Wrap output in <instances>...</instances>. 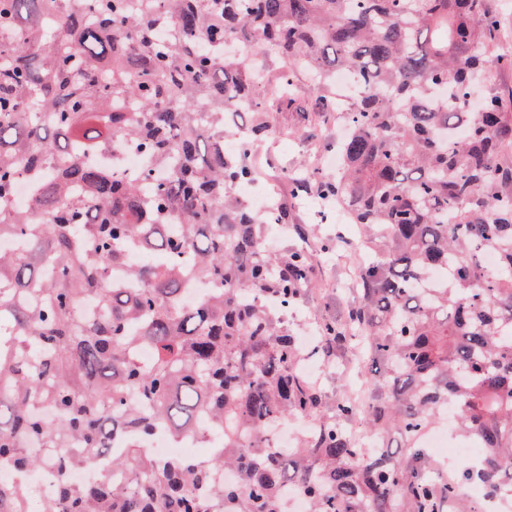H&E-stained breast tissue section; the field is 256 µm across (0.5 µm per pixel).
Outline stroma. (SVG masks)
Instances as JSON below:
<instances>
[{
  "label": "stroma",
  "mask_w": 512,
  "mask_h": 512,
  "mask_svg": "<svg viewBox=\"0 0 512 512\" xmlns=\"http://www.w3.org/2000/svg\"><path fill=\"white\" fill-rule=\"evenodd\" d=\"M275 127L273 138L257 143L250 157L257 169V192L274 191L288 225H301V232H288L275 242V254L303 249L314 254L310 285L301 303L289 314L288 324L295 335L322 320H342L357 293L351 281L354 262V225L336 220L335 204L321 200L316 189L297 190L294 179L303 169L327 171L336 168V140L341 126L319 115L318 94L307 77H299L288 107L270 113ZM329 252H320V244ZM316 379L329 398L347 396L360 384L358 353L352 347L334 349L328 357L311 360Z\"/></svg>",
  "instance_id": "1"
}]
</instances>
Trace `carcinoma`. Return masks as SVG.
Here are the masks:
<instances>
[{
    "label": "carcinoma",
    "mask_w": 512,
    "mask_h": 512,
    "mask_svg": "<svg viewBox=\"0 0 512 512\" xmlns=\"http://www.w3.org/2000/svg\"><path fill=\"white\" fill-rule=\"evenodd\" d=\"M498 26L488 0H0V238L30 243L0 251V285L34 295L0 292V460L58 474L36 504L0 482V512H286L292 485L311 512H475L462 486H512V96L490 90L469 111ZM254 46L288 62L265 96ZM338 70L360 84L341 110ZM300 74L346 134L340 170L307 168L297 187L339 201L377 251L310 354L353 343L383 364L369 424L400 434L410 464L361 448L342 427L349 399L298 369L288 311L314 257L272 254L237 194L270 124L224 152L227 114L282 108ZM117 143L139 155L138 175L95 161ZM24 180L41 198L6 206ZM131 247L166 262L130 265ZM113 268L128 287L107 283ZM437 270L447 286L423 287ZM198 279L224 288L181 303ZM83 300L98 315L79 318ZM449 401L484 455L441 479L422 438ZM288 417L319 426L284 448L273 431ZM201 420L224 431L208 459L141 447ZM103 459L93 481H69Z\"/></svg>",
    "instance_id": "obj_1"
}]
</instances>
